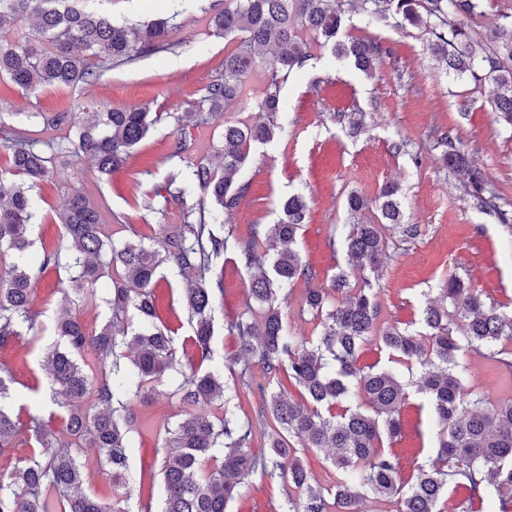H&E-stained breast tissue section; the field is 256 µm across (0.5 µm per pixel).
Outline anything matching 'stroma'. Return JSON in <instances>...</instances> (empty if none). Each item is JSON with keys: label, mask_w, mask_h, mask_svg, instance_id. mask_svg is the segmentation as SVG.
I'll return each instance as SVG.
<instances>
[{"label": "stroma", "mask_w": 512, "mask_h": 512, "mask_svg": "<svg viewBox=\"0 0 512 512\" xmlns=\"http://www.w3.org/2000/svg\"><path fill=\"white\" fill-rule=\"evenodd\" d=\"M182 2L82 0L87 9L109 14L118 23L137 24L173 15L181 25L171 36V49L107 70L96 83L25 92L0 76V99L10 105L0 114V124L57 148L47 177L33 190L39 205L33 255L57 246L70 252V244L61 239L57 212L74 188L81 189L98 210L106 235L115 242L133 240L138 233L154 236L160 224L183 225L186 212L197 206L201 195L190 186L183 201L165 198L163 189L170 175L200 162L221 167L225 122L259 120L256 102L264 90V76L255 72L247 78L239 104L223 118L192 125L188 111L200 100L205 86L223 71L224 57L234 45L215 35L212 28L214 7L220 0H194L187 10L182 9ZM348 18L347 38L377 35L389 48L387 57L368 76L336 62L330 49L315 47L307 66L282 89L285 110L278 117L280 132L272 142L254 145L240 171L250 192L231 215L233 226L244 234L250 225L276 223L280 200L301 194L309 206L308 221L297 240L303 261L317 271L322 286H329L342 269L355 284L358 272L348 268L342 250L331 248L329 240L340 237L351 221L346 209L350 193L371 200L382 185L394 183L400 188L406 223L419 225L421 232L408 243L401 242L397 233L387 235V256L373 281L380 324L419 330L426 301L438 297L451 275L462 278L486 303L512 312V219L504 222L480 210L473 199L463 196L461 176L441 169L435 161L441 152V134L452 132L473 165L508 200L507 212L512 216V129L496 123L490 110L495 84L449 79L418 29L368 25L354 4ZM103 105L146 106L167 115L133 151L126 168L110 178L99 176L90 159L64 150L76 139L87 111ZM56 112L72 113V123L46 128L45 117ZM182 133L189 138V148L182 156L171 157V144ZM215 266L222 269L224 283L222 295L216 298L214 321L213 350L220 358L236 350L227 322L246 309L249 273L230 254L217 259ZM163 272L158 311L182 339L191 334V325L185 312L171 314L170 304L185 281L172 267H164ZM67 277L65 270L51 268L34 279L39 338L0 349V372L14 378L11 405L24 422L33 415L48 417L52 410L28 385L47 378L42 356L52 341L48 326L61 304L60 282ZM459 362L469 385L485 397L487 407L512 400L511 374L469 352ZM179 383V378H170L160 396L134 404L139 424L129 435L126 474L131 512H137L141 489H149L153 504L161 502L156 450L162 438L141 424L172 425L182 419L184 411L176 396ZM402 418L401 439L383 442L382 448L401 456L402 477L407 480L418 456L434 454L437 429L428 404L417 394L410 396ZM285 485V480L272 482L262 473H253L245 479L231 512H285Z\"/></svg>", "instance_id": "obj_1"}]
</instances>
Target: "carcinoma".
<instances>
[{"instance_id":"obj_1","label":"carcinoma","mask_w":512,"mask_h":512,"mask_svg":"<svg viewBox=\"0 0 512 512\" xmlns=\"http://www.w3.org/2000/svg\"><path fill=\"white\" fill-rule=\"evenodd\" d=\"M345 0H224L212 18L217 35L236 48L224 55V70L204 89L195 112L196 124L216 120L242 96L248 75L260 68L264 93L259 108L266 119L253 124L224 123V166L187 167L184 181L211 201L210 211H198L173 233L162 231L151 245L127 241L107 244L99 212L82 191L74 188L57 213L62 235L74 248L67 267L79 269L69 277L61 314L54 324L55 343L45 354L50 400L67 420V437L32 418L24 425L5 408L10 380L0 375V451L16 443L31 445L27 457L7 475L0 474V512H125L118 501H101L84 490L79 454L92 448L112 468L115 494L126 488V448L135 423L131 400L161 394L165 378L178 375L176 390L185 417L165 429L159 474L163 498L158 512H228L241 496L243 480L260 470L270 479L288 475V485L299 491L288 499V512H358L369 493L398 505L397 512H512V401L487 409L459 370V355L471 350L512 372V351L498 347L512 340V316L457 277L440 289V300L424 307L413 334L397 325L377 328V290L370 280L352 288L344 271L332 287L304 291L302 310L318 320L320 333L297 338L278 301L281 292L299 279L310 283L315 270L294 249L305 223L308 205L300 194L281 205L275 224H252L240 235L224 215L249 193V183L238 182L253 144L271 142L284 111L281 90L290 76L312 57L311 46L300 36L309 31L331 47L334 56L370 74L387 56L388 48L374 36L344 40ZM368 23L393 21L429 35V48L454 79L492 81L497 92L491 103L498 121L512 127V23L495 19L494 41L485 44L472 31L471 20L485 15L484 0H359ZM33 17V32L0 44V75L17 86L35 90L47 85L94 83L100 69L130 63L171 48L174 25L165 19L140 27L119 26L103 14L85 11L71 0H0V28ZM89 53L93 61L80 58ZM164 119V113L141 107L108 108L82 122L78 140L68 152L93 158L97 172L110 177L125 169L135 147ZM439 156L441 166L466 175L463 192L476 204L508 221L500 197L487 175L470 165L467 154L448 133ZM0 151L10 160L7 181L0 178V347L37 333L32 281L61 264L60 252L45 250L38 261L30 256L37 206L30 195L48 173L51 158L38 142L0 126ZM380 223L355 222L341 238L349 264L375 272L386 255L384 230L409 242L420 235V225L403 223L399 187H382L375 200ZM281 245L275 254L272 244ZM109 247L114 275L105 287L95 259ZM231 253L251 272L249 295L255 306L227 323L238 338L231 365L254 362L269 378L280 372L303 390V398L281 392L265 394L261 385L241 379L224 381V370L213 361V311L216 293L223 292V274L214 261ZM172 263L186 279L181 308L193 322L190 358L177 356L174 331L158 316L155 289L161 265ZM99 298L111 315L88 328L71 315L70 306ZM373 342L389 359L421 367L416 392L430 405L436 419V455L416 468L411 482L402 480L396 454L381 451L383 438L395 441L402 433L401 411L408 399L407 385L389 369L362 367V346ZM134 353L132 367L124 368L117 350ZM94 363L84 361L87 352ZM259 390L262 404L255 419H241L229 407ZM357 394L371 412L345 407L332 414L333 405ZM220 404V417L193 407ZM272 419L267 448H252L257 427ZM224 449L222 461L209 465L210 453ZM301 448H329L339 473L336 485L323 488L312 482L298 455Z\"/></svg>"}]
</instances>
